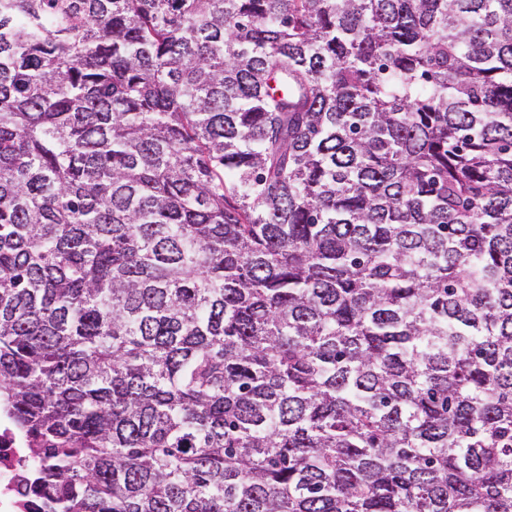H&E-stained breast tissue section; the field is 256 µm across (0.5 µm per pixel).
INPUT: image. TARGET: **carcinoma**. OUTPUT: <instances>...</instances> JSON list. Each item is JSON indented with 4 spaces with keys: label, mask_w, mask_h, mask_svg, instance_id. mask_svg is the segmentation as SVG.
<instances>
[{
    "label": "carcinoma",
    "mask_w": 512,
    "mask_h": 512,
    "mask_svg": "<svg viewBox=\"0 0 512 512\" xmlns=\"http://www.w3.org/2000/svg\"><path fill=\"white\" fill-rule=\"evenodd\" d=\"M0 409L29 512H512V0H0Z\"/></svg>",
    "instance_id": "cac0c4a2"
}]
</instances>
